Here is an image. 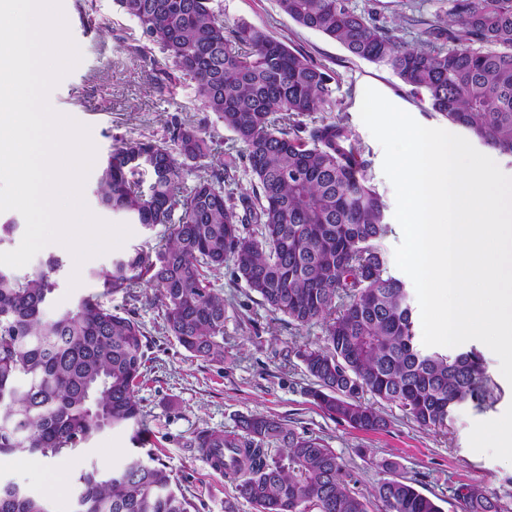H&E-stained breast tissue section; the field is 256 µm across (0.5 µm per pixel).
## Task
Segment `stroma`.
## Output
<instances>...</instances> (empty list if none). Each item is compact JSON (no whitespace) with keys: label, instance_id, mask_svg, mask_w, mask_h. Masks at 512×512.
Wrapping results in <instances>:
<instances>
[{"label":"stroma","instance_id":"obj_1","mask_svg":"<svg viewBox=\"0 0 512 512\" xmlns=\"http://www.w3.org/2000/svg\"><path fill=\"white\" fill-rule=\"evenodd\" d=\"M216 2L227 24L244 21L262 28L329 70L336 114L356 133L369 161L367 177L386 205L385 221L392 231L380 248L390 261L389 272L403 278V271L392 262L402 240L395 219V191L383 173L384 149L360 118L364 90L376 89L424 126L454 134L459 126L410 94L389 68L356 58L322 33L300 26L279 10L276 0ZM76 4L77 0H62L81 60L50 92L49 101L56 112L78 114L81 124L89 127L98 160L106 159L120 136L163 139L173 115L205 129L221 150L234 149L231 133L213 113L201 109L192 83L178 80L166 94L156 93L155 65L133 52L143 41L139 23L118 0H93L88 27ZM352 4L358 11L375 10L387 18L398 12L435 22L441 16L439 0H352ZM58 256L63 269L47 309L51 316L72 307L80 297L100 293L88 271L110 266L113 259L107 252L79 267L70 252L62 250ZM74 275L80 278L75 287L70 284ZM213 281L223 289L226 304L223 362L191 357L167 336L149 288L135 289L130 296L121 292L108 296L106 302L113 310L130 313L147 332L148 371L137 389L144 415L142 431L130 427L105 431L61 459L42 460L37 469L30 456H1L0 479L49 497L53 512H72L75 476L95 466L119 469L138 456L166 465L178 490L191 501L190 512H224L228 500L234 502L235 512H253L237 494L234 481L211 471L190 441L198 430L226 431L239 416L263 413L324 439L345 464L358 492L369 493L384 479L381 463L389 459L398 463L401 473L416 479L418 490L443 512H459L454 491L471 482L482 483L498 496L503 512H512V445L503 440L505 430L512 428V383L502 375L489 348L481 353L496 384L493 404L481 409L470 401L459 405L442 435L419 428L397 406L385 403L380 410L388 427L362 431L323 413L308 394L312 381L296 351L304 344L323 342L321 327L299 330L267 311L256 294L236 281L232 264H225Z\"/></svg>","mask_w":512,"mask_h":512}]
</instances>
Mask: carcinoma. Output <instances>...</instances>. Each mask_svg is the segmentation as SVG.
<instances>
[{
    "label": "carcinoma",
    "mask_w": 512,
    "mask_h": 512,
    "mask_svg": "<svg viewBox=\"0 0 512 512\" xmlns=\"http://www.w3.org/2000/svg\"><path fill=\"white\" fill-rule=\"evenodd\" d=\"M118 2L146 39L138 51L156 45L164 55L156 92L180 75L191 80L203 109L243 152L205 164L216 150L211 136L176 115L163 140L117 138L99 170L98 204L147 230L169 225L165 242L89 270L103 292L50 319L59 259L23 276L0 271V455L55 459L106 430L141 425L135 389L145 377V331L107 306L106 295L154 289L165 332L191 356L224 362V292L211 277L228 261L268 311L299 329L321 326L324 345L297 355L313 379L310 396L329 416L385 429L388 420L362 401L370 394L437 433L455 406L491 399L494 382L476 349L444 354L416 343L407 289L379 246L390 231L385 203L366 178L355 134L333 116L326 68L263 29L226 25L213 0ZM445 3L442 23L405 17L421 36L408 47L397 36L401 24L383 25L349 0H277L293 21L390 68L432 110L512 157V0ZM243 159L250 195L232 188ZM274 444L284 453L271 455ZM190 445L224 449V476L255 512H442L393 461L382 463L387 478L369 494L351 489L321 438L271 415L199 430ZM77 482L74 512H189L170 474L136 457ZM457 501L461 512H501L480 483L462 485ZM0 512L52 510L48 499L7 483Z\"/></svg>",
    "instance_id": "1"
}]
</instances>
